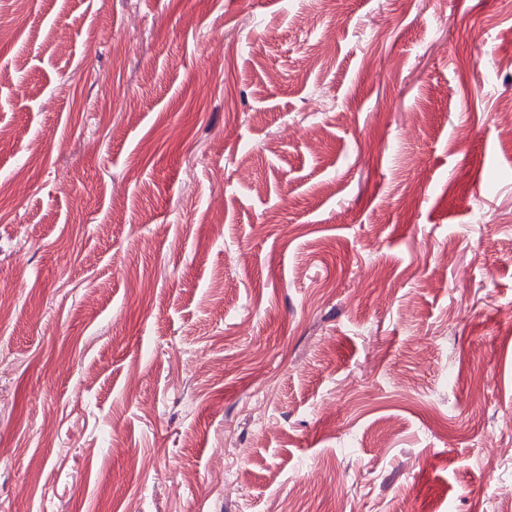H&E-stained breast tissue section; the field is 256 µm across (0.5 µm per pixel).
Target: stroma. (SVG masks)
<instances>
[{
  "label": "stroma",
  "instance_id": "1",
  "mask_svg": "<svg viewBox=\"0 0 512 512\" xmlns=\"http://www.w3.org/2000/svg\"><path fill=\"white\" fill-rule=\"evenodd\" d=\"M0 23V512H500L512 0Z\"/></svg>",
  "mask_w": 512,
  "mask_h": 512
}]
</instances>
